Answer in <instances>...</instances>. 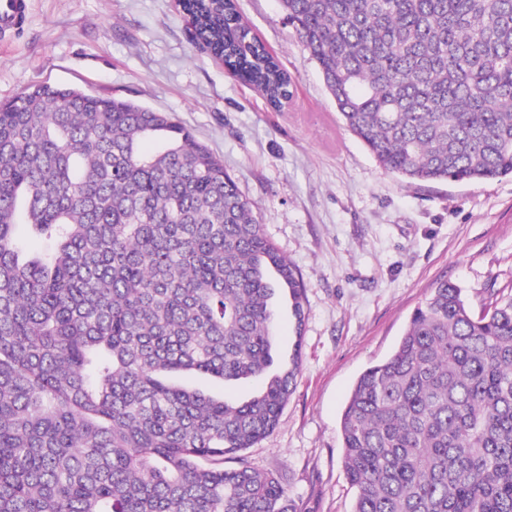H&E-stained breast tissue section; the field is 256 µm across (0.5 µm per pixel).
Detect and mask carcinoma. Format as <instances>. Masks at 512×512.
Wrapping results in <instances>:
<instances>
[{"mask_svg": "<svg viewBox=\"0 0 512 512\" xmlns=\"http://www.w3.org/2000/svg\"><path fill=\"white\" fill-rule=\"evenodd\" d=\"M180 2L198 45L288 101L235 0ZM280 2L384 172L512 176V0ZM18 224L49 251L22 259ZM278 290L302 327L296 268L167 113L50 84L1 103L0 512H297L241 455L298 368L275 363ZM489 295L475 316L438 281L357 378L339 424L351 512H512V293ZM175 373L264 387L232 402Z\"/></svg>", "mask_w": 512, "mask_h": 512, "instance_id": "obj_1", "label": "carcinoma"}]
</instances>
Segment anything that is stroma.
<instances>
[{
    "mask_svg": "<svg viewBox=\"0 0 512 512\" xmlns=\"http://www.w3.org/2000/svg\"><path fill=\"white\" fill-rule=\"evenodd\" d=\"M237 6L291 76L280 109L192 42L179 0H28L23 32L0 42V101L39 83L132 100L169 113L223 163L308 300L299 330L289 298L275 297L277 357L299 368L278 427L245 456L299 512H351L339 434L349 392L438 280L476 313L489 289L512 290V177L409 183L383 172L278 0ZM176 381L232 401L260 388Z\"/></svg>",
    "mask_w": 512,
    "mask_h": 512,
    "instance_id": "1",
    "label": "stroma"
}]
</instances>
